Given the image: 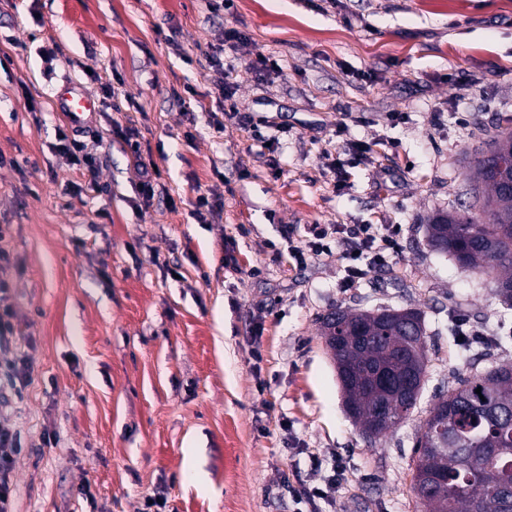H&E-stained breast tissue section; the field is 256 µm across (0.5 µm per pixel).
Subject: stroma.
<instances>
[{
	"instance_id": "obj_1",
	"label": "stroma",
	"mask_w": 512,
	"mask_h": 512,
	"mask_svg": "<svg viewBox=\"0 0 512 512\" xmlns=\"http://www.w3.org/2000/svg\"><path fill=\"white\" fill-rule=\"evenodd\" d=\"M210 44L236 67L231 100L199 63ZM3 55L0 278L31 366L10 408L15 512H141L156 491L165 512H295V490L331 473L312 452L345 474L316 512H419L426 410L512 364V308L426 235L476 149L512 128V0H235L219 16L204 0H0ZM65 87L94 103L96 170L55 147ZM228 102L214 133L206 112ZM116 120L174 205L143 204ZM93 179L107 192H70ZM202 193L224 202L215 223L192 214ZM311 224H392L399 253L345 288L340 257L292 258ZM385 306L421 312L427 374L413 414L371 440L318 320ZM460 316L496 342L461 341Z\"/></svg>"
}]
</instances>
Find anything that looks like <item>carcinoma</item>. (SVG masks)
<instances>
[{"label": "carcinoma", "mask_w": 512, "mask_h": 512, "mask_svg": "<svg viewBox=\"0 0 512 512\" xmlns=\"http://www.w3.org/2000/svg\"><path fill=\"white\" fill-rule=\"evenodd\" d=\"M472 169L470 207L479 208L481 215L463 216L453 208L439 212L426 225L427 239L457 266L490 276L496 295L512 307L511 128L475 154ZM405 312L423 324L420 312ZM405 312L339 308V317L321 321V335L331 334L327 347L344 372L341 390L347 412L369 438L407 419L416 406L395 391L379 388L375 372L426 375L427 342L416 355L407 351L410 339L399 322ZM510 448L512 365L458 379L438 396L419 427L412 482L422 512H512V485L503 480L499 467L481 464L494 451L512 460Z\"/></svg>", "instance_id": "obj_1"}]
</instances>
